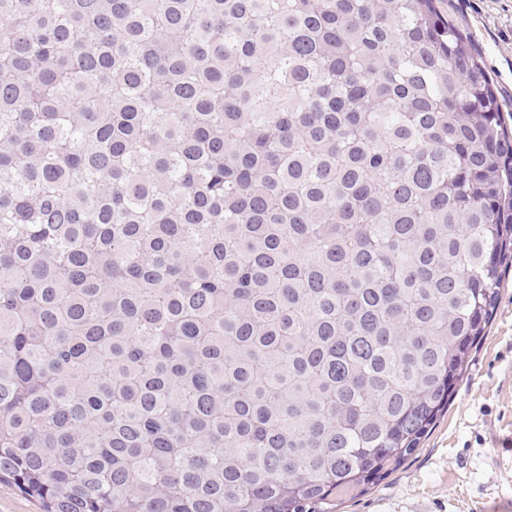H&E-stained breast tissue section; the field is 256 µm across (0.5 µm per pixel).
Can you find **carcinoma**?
Returning a JSON list of instances; mask_svg holds the SVG:
<instances>
[{
	"mask_svg": "<svg viewBox=\"0 0 512 512\" xmlns=\"http://www.w3.org/2000/svg\"><path fill=\"white\" fill-rule=\"evenodd\" d=\"M511 263L435 0H0V480L42 512H340Z\"/></svg>",
	"mask_w": 512,
	"mask_h": 512,
	"instance_id": "obj_1",
	"label": "carcinoma"
}]
</instances>
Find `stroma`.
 Returning <instances> with one entry per match:
<instances>
[{"label":"stroma","mask_w":512,"mask_h":512,"mask_svg":"<svg viewBox=\"0 0 512 512\" xmlns=\"http://www.w3.org/2000/svg\"><path fill=\"white\" fill-rule=\"evenodd\" d=\"M462 25L512 128V0H437ZM345 512H512V266L447 413L417 455Z\"/></svg>","instance_id":"stroma-1"}]
</instances>
